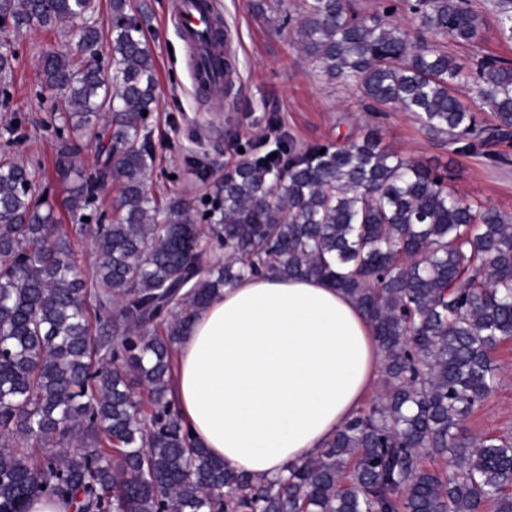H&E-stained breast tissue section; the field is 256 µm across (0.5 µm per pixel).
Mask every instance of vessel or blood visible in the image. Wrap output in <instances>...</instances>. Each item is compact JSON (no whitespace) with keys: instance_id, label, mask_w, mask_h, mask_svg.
I'll return each instance as SVG.
<instances>
[{"instance_id":"obj_1","label":"vessel or blood","mask_w":512,"mask_h":512,"mask_svg":"<svg viewBox=\"0 0 512 512\" xmlns=\"http://www.w3.org/2000/svg\"><path fill=\"white\" fill-rule=\"evenodd\" d=\"M176 26L193 50L190 79L195 91H213L231 79L224 67L214 63L218 52L214 39L213 15L204 0H176L173 13Z\"/></svg>"}]
</instances>
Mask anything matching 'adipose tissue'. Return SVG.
I'll use <instances>...</instances> for the list:
<instances>
[{
	"label": "adipose tissue",
	"mask_w": 512,
	"mask_h": 512,
	"mask_svg": "<svg viewBox=\"0 0 512 512\" xmlns=\"http://www.w3.org/2000/svg\"><path fill=\"white\" fill-rule=\"evenodd\" d=\"M381 371L351 296L322 279L265 274L195 313L171 389L184 425L228 471L275 478L320 453Z\"/></svg>",
	"instance_id": "1"
}]
</instances>
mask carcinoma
<instances>
[{"label":"carcinoma","instance_id":"obj_1","mask_svg":"<svg viewBox=\"0 0 512 512\" xmlns=\"http://www.w3.org/2000/svg\"><path fill=\"white\" fill-rule=\"evenodd\" d=\"M111 10L106 42L88 0H0V33L73 31L41 59L43 86L63 97L58 169H76L79 142L95 143L120 213L75 228L94 241L86 273L28 166L0 156V512H27L38 496L74 512H512V435L477 441L465 428L496 385L492 351L512 339V215L449 193L375 127L305 148L280 135L263 154L246 143L208 201L151 192L146 17L130 0ZM486 10L511 43L512 0H300L283 23L317 75L499 169L512 164V61L463 64L448 51L482 39ZM463 86L475 96L463 100ZM100 188L85 178L69 214ZM212 239L222 263L207 257ZM269 270L348 293L383 356L365 409L275 479L227 472L169 398L195 312Z\"/></svg>","mask_w":512,"mask_h":512}]
</instances>
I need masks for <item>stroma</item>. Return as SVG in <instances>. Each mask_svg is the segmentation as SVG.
<instances>
[{
	"mask_svg": "<svg viewBox=\"0 0 512 512\" xmlns=\"http://www.w3.org/2000/svg\"><path fill=\"white\" fill-rule=\"evenodd\" d=\"M173 0H132L134 10H146L148 42L156 65L159 106L151 118L156 145L154 185L171 194L200 196L205 182H218L241 161L245 142L261 143L269 116L299 145L329 144L359 134L368 105L334 81L316 78L310 59L301 52L294 31L272 10H259L260 0H213L216 14L229 31L228 50L237 76L225 87L222 110L195 94L190 86V50L171 22ZM68 40L66 27H28L6 43L16 55L11 75L0 76V153L33 164L49 203L66 228L75 220L65 202L83 174L103 184L89 215L92 223H109L118 189L104 171L94 147L80 149L83 173L61 175L57 170V139L50 127L54 102L42 88L43 52ZM382 144L421 164L447 170L452 194L478 200L512 213V166L487 168L482 159L452 154L446 142L422 130L409 113L390 109L376 118ZM206 179H199L198 164ZM498 382L493 394L466 421L476 437L512 430V340L495 351Z\"/></svg>",
	"mask_w": 512,
	"mask_h": 512,
	"instance_id": "obj_1",
	"label": "stroma"
}]
</instances>
